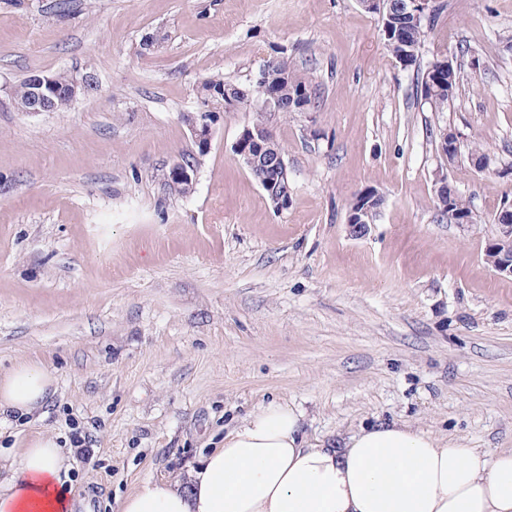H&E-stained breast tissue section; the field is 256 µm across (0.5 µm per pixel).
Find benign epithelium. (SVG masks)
I'll use <instances>...</instances> for the list:
<instances>
[{"instance_id":"benign-epithelium-1","label":"benign epithelium","mask_w":512,"mask_h":512,"mask_svg":"<svg viewBox=\"0 0 512 512\" xmlns=\"http://www.w3.org/2000/svg\"><path fill=\"white\" fill-rule=\"evenodd\" d=\"M400 14L410 22L430 20L436 6L433 0H400ZM450 61L446 58L435 60L428 68L424 80L435 88L443 86L441 71L446 69ZM87 90L83 80L74 83L67 92L62 93L54 88L53 78L41 73L32 77L31 92L28 98L16 103L18 111L26 115H38L42 112H56L62 106L63 100L71 101L78 94ZM226 108H234L248 101V93L236 86L224 88ZM193 142L199 144L203 151L211 148L216 115L213 112H196L184 117ZM459 137L448 136L443 131L440 152L448 163L455 162L460 154ZM233 153L246 169L263 166L269 171L264 191L269 200L277 208L288 206L291 199V188L288 179V167L277 142L270 130L263 126H244L233 145ZM172 175L187 182L196 180L197 168L181 159L170 167ZM358 206L347 212L346 229L355 239L369 235L373 227L372 215L383 205V195L376 189L367 187L356 194ZM484 258L489 260V267L501 277L512 278V209L503 212L499 224L488 227L485 237Z\"/></svg>"}]
</instances>
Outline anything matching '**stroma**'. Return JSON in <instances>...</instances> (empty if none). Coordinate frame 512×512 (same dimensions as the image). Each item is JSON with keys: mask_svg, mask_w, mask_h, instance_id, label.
Instances as JSON below:
<instances>
[{"mask_svg": "<svg viewBox=\"0 0 512 512\" xmlns=\"http://www.w3.org/2000/svg\"><path fill=\"white\" fill-rule=\"evenodd\" d=\"M440 2L405 67L359 0H0V371L37 360L56 381L40 413L0 431V457L81 433L73 512H118L271 400L314 443L399 421L512 449V278L483 259L512 175L447 163L431 135L451 128L512 166V0ZM282 56L315 91L311 111L266 115L288 206L232 151L249 106L221 111L193 192L172 196L200 82L251 91ZM443 56L459 83L437 112L421 84ZM63 69L92 90L60 112L16 110L21 79ZM440 172L475 226L434 207ZM366 187L385 204L354 239L347 203Z\"/></svg>", "mask_w": 512, "mask_h": 512, "instance_id": "35a3bbf8", "label": "stroma"}]
</instances>
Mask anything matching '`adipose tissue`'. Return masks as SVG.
Wrapping results in <instances>:
<instances>
[{
  "label": "adipose tissue",
  "mask_w": 512,
  "mask_h": 512,
  "mask_svg": "<svg viewBox=\"0 0 512 512\" xmlns=\"http://www.w3.org/2000/svg\"><path fill=\"white\" fill-rule=\"evenodd\" d=\"M55 378L26 361L0 375V427L42 409ZM69 457L40 435L0 480V512H70ZM119 512H512V449L442 443L403 422L311 445L302 414L269 402L173 482L145 481Z\"/></svg>",
  "instance_id": "adipose-tissue-1"
}]
</instances>
